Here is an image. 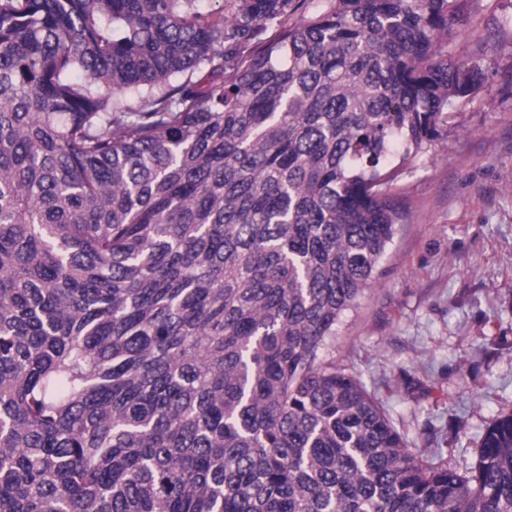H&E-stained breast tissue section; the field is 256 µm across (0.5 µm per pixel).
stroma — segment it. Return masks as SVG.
<instances>
[{
  "label": "stroma",
  "mask_w": 512,
  "mask_h": 512,
  "mask_svg": "<svg viewBox=\"0 0 512 512\" xmlns=\"http://www.w3.org/2000/svg\"><path fill=\"white\" fill-rule=\"evenodd\" d=\"M480 41L485 86L403 176L411 216L334 346L409 448L442 449L461 470L512 411V349L494 344L512 337V0H480L473 22L452 24L449 59L471 62Z\"/></svg>",
  "instance_id": "stroma-1"
}]
</instances>
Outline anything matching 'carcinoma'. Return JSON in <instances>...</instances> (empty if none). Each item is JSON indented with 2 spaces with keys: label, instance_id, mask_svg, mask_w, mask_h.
<instances>
[{
  "label": "carcinoma",
  "instance_id": "1",
  "mask_svg": "<svg viewBox=\"0 0 512 512\" xmlns=\"http://www.w3.org/2000/svg\"><path fill=\"white\" fill-rule=\"evenodd\" d=\"M306 2L0 0V512H512L331 353L478 0Z\"/></svg>",
  "mask_w": 512,
  "mask_h": 512
}]
</instances>
